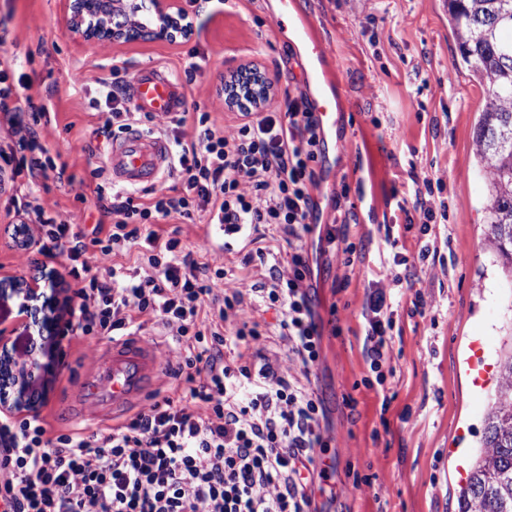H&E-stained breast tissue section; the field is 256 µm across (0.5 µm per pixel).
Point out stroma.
Instances as JSON below:
<instances>
[{"instance_id":"stroma-1","label":"stroma","mask_w":512,"mask_h":512,"mask_svg":"<svg viewBox=\"0 0 512 512\" xmlns=\"http://www.w3.org/2000/svg\"><path fill=\"white\" fill-rule=\"evenodd\" d=\"M228 0L227 8L199 9L197 32L187 42L87 45L69 30L65 0H0V54L14 65L10 82L26 78L34 103L49 104L56 122L42 141L65 163L68 179L29 183L17 177L0 190V321L15 324L16 351L25 355L31 329L16 324L17 305L4 295L9 277L52 282L61 266L37 247L6 246L5 229L16 223L13 197L37 198L50 213L88 232L100 214L89 172L103 164L108 147L99 135L108 108L103 82L120 73L132 80L140 70L163 66L177 79L189 105L210 114L218 128L237 124L224 106L226 71L243 64L264 69L275 84L268 104L277 110L288 87L306 88L311 69L326 76L336 101L333 145L323 159L324 177L315 193L320 213L348 220V235L362 259L344 263L342 250L310 249L317 264L313 280L316 311L328 318L338 309L340 334L324 330L321 360L311 386L323 399L332 437L329 455L336 470L327 492L318 494L326 512H455L460 459L471 458L483 439L489 390H474L466 358L475 337L488 339L487 363H495L512 342V283L507 282L487 241L484 202L492 175L478 157L476 122L483 87L470 71H453L459 51L448 26L446 0ZM310 22L328 41L331 56L314 63L293 36V21ZM199 69L185 83L189 61ZM355 148L361 171L347 162ZM442 179L448 221L422 234L396 207L411 199L414 180ZM398 234L397 249L386 242ZM159 234L179 231L195 257L226 265L224 285L242 287L238 254L222 252L200 224L161 222ZM435 244L438 261L419 262L421 246ZM407 256L414 289L424 299L423 315L410 316L408 301L393 313L396 375L384 387L355 388L369 373L362 356V308L369 289L405 291L395 282L402 268L394 254ZM99 336H72L64 364L45 378L47 399L39 410L56 432L91 433L92 419L63 421L79 397V382L100 369L107 346ZM354 396L355 408L345 404ZM388 412H381V404ZM373 478L372 487L352 490L348 470Z\"/></svg>"}]
</instances>
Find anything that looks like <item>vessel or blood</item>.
I'll use <instances>...</instances> for the list:
<instances>
[{
    "label": "vessel or blood",
    "instance_id": "1",
    "mask_svg": "<svg viewBox=\"0 0 512 512\" xmlns=\"http://www.w3.org/2000/svg\"><path fill=\"white\" fill-rule=\"evenodd\" d=\"M311 83L317 88L311 97L312 106L322 126L332 127L335 105L320 92V75H313ZM133 97L136 108L142 112L173 114L185 111L187 106L184 93L170 74L155 67L136 73ZM168 156L169 146L164 139L133 131L112 141L107 165L113 183L133 188L156 182ZM203 231L207 240L220 250L231 252L240 244L239 238L225 236L223 225L208 224ZM470 350L468 365L475 372L473 384L478 388L485 387L491 367L484 362L482 341L472 342ZM106 359L105 370L82 384L85 398L105 413H118L150 393L162 371L152 343L141 336L130 335L111 341L106 349Z\"/></svg>",
    "mask_w": 512,
    "mask_h": 512
}]
</instances>
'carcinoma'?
I'll return each mask as SVG.
<instances>
[{
	"label": "carcinoma",
	"mask_w": 512,
	"mask_h": 512,
	"mask_svg": "<svg viewBox=\"0 0 512 512\" xmlns=\"http://www.w3.org/2000/svg\"><path fill=\"white\" fill-rule=\"evenodd\" d=\"M448 25L459 46L455 68L485 86L476 138L480 162L493 174L488 240L512 274V0H448ZM484 423L458 512H512V348L501 355Z\"/></svg>",
	"instance_id": "1"
}]
</instances>
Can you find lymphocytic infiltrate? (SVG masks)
Returning a JSON list of instances; mask_svg holds the SVG:
<instances>
[{"mask_svg": "<svg viewBox=\"0 0 512 512\" xmlns=\"http://www.w3.org/2000/svg\"><path fill=\"white\" fill-rule=\"evenodd\" d=\"M126 82L116 77L102 94L113 109L101 126L111 137L136 128L141 113L124 110ZM0 111L23 129L18 147L0 159L5 173L48 178L58 166L39 132L55 121L12 85L0 86ZM231 134L209 113H195V136L183 143L184 116L156 127L171 144L170 170L181 187L174 196L144 197L138 190L97 186L98 207L110 226L91 232L47 214L32 202L17 204L35 216L37 232H14L10 248L39 242L40 254L60 259L76 287L67 297L68 328L112 338L155 318L176 344L170 373L178 397L153 402L127 422L88 435L54 433L40 415L0 421V512H324L316 501L335 469L324 455L331 437L326 408L308 380L322 352L307 240L343 242L356 253L347 229L317 224L314 197L323 128L308 94L284 93L281 111L238 110ZM208 216L246 232L267 229L286 244L274 257L246 252L242 269L263 267L262 282L223 288L225 267L199 261L178 235L161 237L153 224ZM135 253L129 274L94 273L88 251ZM395 296L378 288L363 307L362 355L378 384L395 375L391 317ZM275 310L265 328L246 308ZM275 336L294 371L251 349Z\"/></svg>", "mask_w": 512, "mask_h": 512, "instance_id": "obj_1", "label": "lymphocytic infiltrate"}]
</instances>
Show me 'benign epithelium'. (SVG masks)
I'll return each mask as SVG.
<instances>
[{"instance_id":"obj_1","label":"benign epithelium","mask_w":512,"mask_h":512,"mask_svg":"<svg viewBox=\"0 0 512 512\" xmlns=\"http://www.w3.org/2000/svg\"><path fill=\"white\" fill-rule=\"evenodd\" d=\"M66 9L70 32L86 44H174L196 34V11L187 0H66ZM246 70L240 66L224 74V106L228 109L235 108L239 75ZM274 95V83L265 74L249 85V96L258 110ZM10 295L17 302L20 320L32 314L30 301L43 299L49 314L40 321V329L55 346L48 358L35 344L20 357L15 352V326L0 324V414L15 418L37 412L44 402V376L61 363L66 321L62 317L65 300L56 292L46 293L37 282L17 278Z\"/></svg>"}]
</instances>
